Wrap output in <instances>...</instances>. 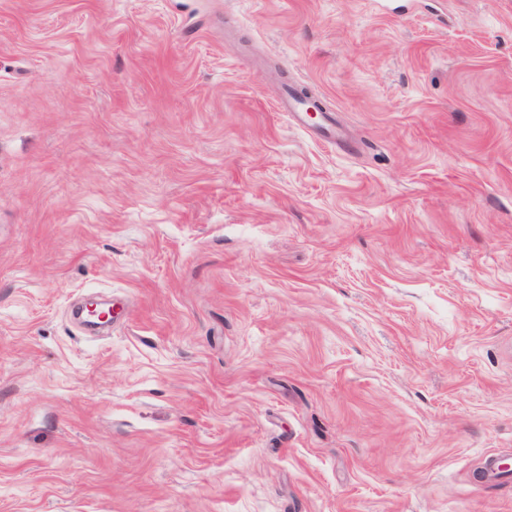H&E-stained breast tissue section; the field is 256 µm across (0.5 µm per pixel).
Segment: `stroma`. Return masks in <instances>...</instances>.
<instances>
[{
    "mask_svg": "<svg viewBox=\"0 0 512 512\" xmlns=\"http://www.w3.org/2000/svg\"><path fill=\"white\" fill-rule=\"evenodd\" d=\"M506 458L512 0H0V512H512ZM276 106L279 112H287L288 116L294 118L300 125L305 126L307 123L309 103L296 97L294 92H288L285 97L278 99Z\"/></svg>",
    "mask_w": 512,
    "mask_h": 512,
    "instance_id": "1",
    "label": "stroma"
}]
</instances>
